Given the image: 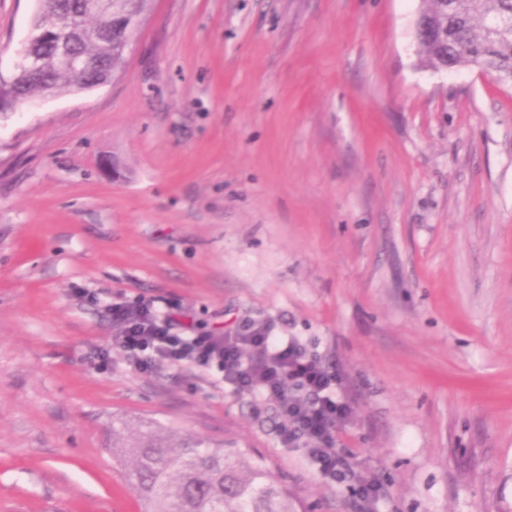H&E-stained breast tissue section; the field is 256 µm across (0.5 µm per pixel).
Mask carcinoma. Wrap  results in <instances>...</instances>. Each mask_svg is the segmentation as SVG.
Wrapping results in <instances>:
<instances>
[{"label":"carcinoma","instance_id":"obj_1","mask_svg":"<svg viewBox=\"0 0 512 512\" xmlns=\"http://www.w3.org/2000/svg\"><path fill=\"white\" fill-rule=\"evenodd\" d=\"M82 0H39L33 17L40 34L65 17L73 26L71 50L89 62L88 78L103 83L122 68L137 28L122 38L105 33L83 34ZM149 0H115L112 12L145 15ZM421 13L435 30L417 37L424 66L434 70L477 68L512 89V35L494 37L486 19L512 14V0H424ZM39 59V78L28 77L26 58ZM56 46L37 39L19 51L18 68L0 77V98L28 101L38 94L70 93L74 78L58 62ZM112 457L124 464L139 497L142 512H300L288 486L275 482L268 467L250 451L233 443L216 445L171 427L142 421L137 427L112 418Z\"/></svg>","mask_w":512,"mask_h":512}]
</instances>
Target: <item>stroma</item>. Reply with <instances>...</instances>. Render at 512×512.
<instances>
[{
  "mask_svg": "<svg viewBox=\"0 0 512 512\" xmlns=\"http://www.w3.org/2000/svg\"><path fill=\"white\" fill-rule=\"evenodd\" d=\"M421 0H153L109 83L0 114V512H141L112 418L237 441L362 512L113 303L268 322L333 367L378 512H512V90L419 64ZM37 10L0 0V75Z\"/></svg>",
  "mask_w": 512,
  "mask_h": 512,
  "instance_id": "1",
  "label": "stroma"
}]
</instances>
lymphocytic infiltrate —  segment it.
<instances>
[{
  "instance_id": "lymphocytic-infiltrate-1",
  "label": "lymphocytic infiltrate",
  "mask_w": 512,
  "mask_h": 512,
  "mask_svg": "<svg viewBox=\"0 0 512 512\" xmlns=\"http://www.w3.org/2000/svg\"><path fill=\"white\" fill-rule=\"evenodd\" d=\"M111 315L118 330L114 342L136 367L218 370L235 390L259 393L276 405L283 446L304 449L326 481L355 479L336 447V426L351 412L336 394L339 378L296 338L274 335L260 320L242 322L229 333L192 334L180 317L158 314L147 302L113 304Z\"/></svg>"
}]
</instances>
